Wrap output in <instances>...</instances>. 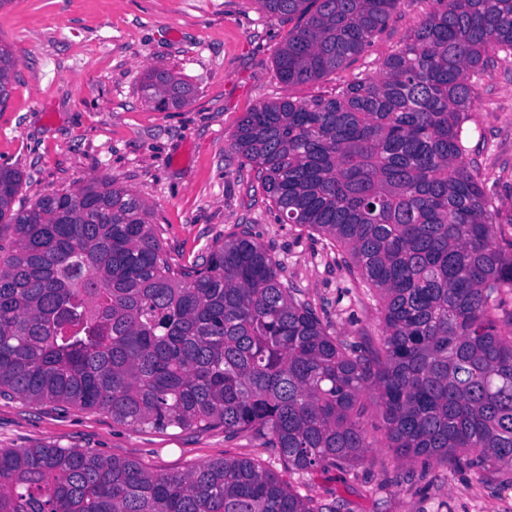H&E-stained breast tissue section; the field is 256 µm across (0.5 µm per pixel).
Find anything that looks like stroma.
Returning a JSON list of instances; mask_svg holds the SVG:
<instances>
[{
    "instance_id": "1",
    "label": "stroma",
    "mask_w": 512,
    "mask_h": 512,
    "mask_svg": "<svg viewBox=\"0 0 512 512\" xmlns=\"http://www.w3.org/2000/svg\"><path fill=\"white\" fill-rule=\"evenodd\" d=\"M435 0H402L370 46L319 81H279L275 53L291 20L256 0H6L0 42L18 58L0 103V167L22 175L13 206L51 191L115 178L152 209L172 263H202L211 246L249 233L329 333L353 348L377 344L381 302L348 253L319 233L276 221L252 166L229 144L246 112L276 99L335 96L378 75ZM163 69L194 90L190 104L148 106L146 75ZM461 122L465 157L512 239V55L471 78ZM362 427L374 446L353 466L285 470L277 449L246 435L135 429L110 414L0 397V448H81L178 474L224 457L258 460L317 512H512V467L396 458L379 406Z\"/></svg>"
}]
</instances>
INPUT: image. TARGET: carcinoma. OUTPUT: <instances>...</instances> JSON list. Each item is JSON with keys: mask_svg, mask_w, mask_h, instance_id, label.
<instances>
[{"mask_svg": "<svg viewBox=\"0 0 512 512\" xmlns=\"http://www.w3.org/2000/svg\"><path fill=\"white\" fill-rule=\"evenodd\" d=\"M402 0H257L298 19L278 79L316 82L361 54ZM379 76L330 99L246 113L231 149L277 220L348 249L381 301V340L348 347L247 234L172 264L151 208L115 181L13 209L0 169V396L107 412L132 428L252 434L287 470L358 462L382 407L400 459L512 466V249L463 158L470 74L512 52V0H437ZM17 64L0 46V100ZM147 75L158 111L189 102ZM0 512H316L273 472L224 458L182 474L80 448H0Z\"/></svg>", "mask_w": 512, "mask_h": 512, "instance_id": "cac0c4a2", "label": "carcinoma"}]
</instances>
